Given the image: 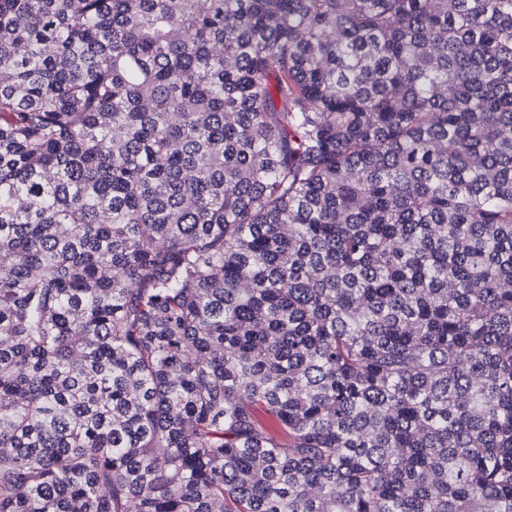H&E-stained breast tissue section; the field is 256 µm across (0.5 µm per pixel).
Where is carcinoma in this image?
Here are the masks:
<instances>
[{"label":"carcinoma","instance_id":"cac0c4a2","mask_svg":"<svg viewBox=\"0 0 512 512\" xmlns=\"http://www.w3.org/2000/svg\"><path fill=\"white\" fill-rule=\"evenodd\" d=\"M0 512H512V0H0Z\"/></svg>","mask_w":512,"mask_h":512}]
</instances>
